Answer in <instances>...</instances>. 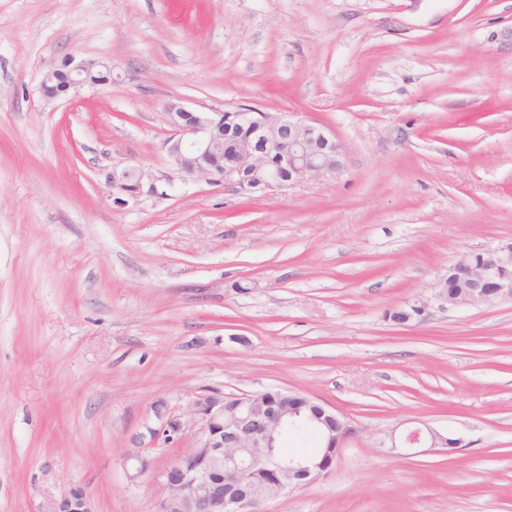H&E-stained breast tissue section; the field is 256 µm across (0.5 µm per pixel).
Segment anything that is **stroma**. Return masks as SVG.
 I'll return each instance as SVG.
<instances>
[{"mask_svg":"<svg viewBox=\"0 0 512 512\" xmlns=\"http://www.w3.org/2000/svg\"><path fill=\"white\" fill-rule=\"evenodd\" d=\"M70 58L111 82L46 101ZM171 102L299 114L345 171L122 195L123 169L172 173ZM510 239L512 0H0V512L74 486L157 512L195 400L272 389L351 432L265 512H512V302L436 297L459 255ZM424 425L464 448H386Z\"/></svg>","mask_w":512,"mask_h":512,"instance_id":"obj_1","label":"stroma"}]
</instances>
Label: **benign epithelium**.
Returning <instances> with one entry per match:
<instances>
[{
    "label": "benign epithelium",
    "mask_w": 512,
    "mask_h": 512,
    "mask_svg": "<svg viewBox=\"0 0 512 512\" xmlns=\"http://www.w3.org/2000/svg\"><path fill=\"white\" fill-rule=\"evenodd\" d=\"M69 90L96 84L95 74L112 64L101 60L67 61ZM60 69L47 71L40 89L48 101L58 98L53 83ZM174 136L168 154L174 169L210 185L268 195L311 181L336 179L345 169V154L336 136L298 114L265 112L240 105L225 112H199L178 103L167 105ZM128 172L114 181L117 190L137 196L146 174L135 184ZM448 275L466 281V288L448 293L441 281L437 297L448 307L494 305L512 300V241L488 251L478 263L473 252L461 254ZM202 426L193 448L179 455L164 474L167 495L158 512H259V506L314 482L332 468L339 448L350 434L344 417L333 408L300 393L269 390L240 396L206 395L194 402ZM161 428L154 436L173 441L177 420L158 412ZM306 428L320 437L319 449L287 455L282 438ZM401 444L455 452L462 439L426 426L408 431ZM53 512H96L80 486L56 501Z\"/></svg>",
    "instance_id": "obj_1"
}]
</instances>
